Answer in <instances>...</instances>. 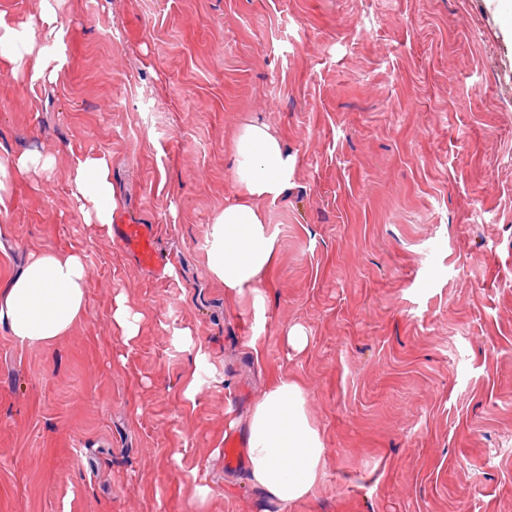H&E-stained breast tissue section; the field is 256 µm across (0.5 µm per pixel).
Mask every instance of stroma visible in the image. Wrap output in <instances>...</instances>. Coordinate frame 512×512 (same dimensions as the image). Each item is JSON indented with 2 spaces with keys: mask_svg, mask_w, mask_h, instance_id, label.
<instances>
[{
  "mask_svg": "<svg viewBox=\"0 0 512 512\" xmlns=\"http://www.w3.org/2000/svg\"><path fill=\"white\" fill-rule=\"evenodd\" d=\"M497 2L0 0L58 69L0 74V154L56 159L16 185L0 283L42 249L79 250L91 279L85 320L51 346L0 326V512H276L224 440L282 374L327 450L288 512H512ZM252 122L296 158L263 205L279 248L260 319L206 267ZM91 149L111 155L119 215L158 226L159 267L84 224L69 153ZM119 293L142 316L130 344ZM297 324L300 353L281 336ZM141 317V314L132 311L123 294H119L114 298L112 324L120 333L124 343L128 344L138 336Z\"/></svg>",
  "mask_w": 512,
  "mask_h": 512,
  "instance_id": "stroma-1",
  "label": "stroma"
}]
</instances>
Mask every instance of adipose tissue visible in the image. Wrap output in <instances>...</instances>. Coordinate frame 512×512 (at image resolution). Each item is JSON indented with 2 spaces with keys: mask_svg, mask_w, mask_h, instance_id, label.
Masks as SVG:
<instances>
[{
  "mask_svg": "<svg viewBox=\"0 0 512 512\" xmlns=\"http://www.w3.org/2000/svg\"><path fill=\"white\" fill-rule=\"evenodd\" d=\"M49 61L17 41L13 19L0 12V72L24 68L43 76ZM54 157L32 149L0 155V215L9 214L21 178H47ZM295 171V158L267 125L250 123L234 146L236 192L215 214L208 235L207 269L228 293L251 301L264 314L260 286L279 242L269 228L263 203L284 197ZM68 186L85 224L111 235L119 207L112 187L110 156L101 151L74 155ZM91 286L82 255L40 250L0 286V325L23 346H47L82 321ZM306 393L294 379L281 376L256 401L248 423V476L280 508L311 496L324 476L327 450L322 434L306 411Z\"/></svg>",
  "mask_w": 512,
  "mask_h": 512,
  "instance_id": "ef3b65f1",
  "label": "adipose tissue"
}]
</instances>
